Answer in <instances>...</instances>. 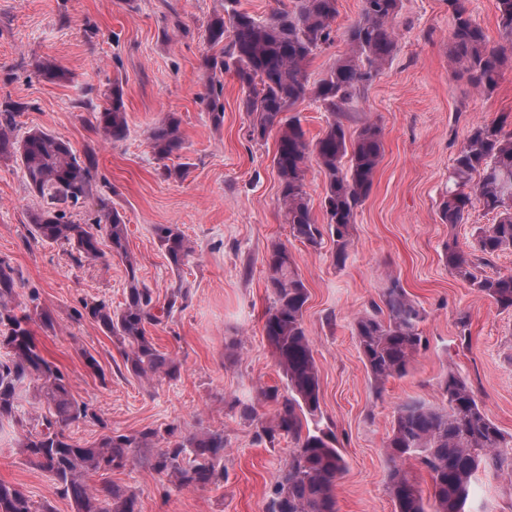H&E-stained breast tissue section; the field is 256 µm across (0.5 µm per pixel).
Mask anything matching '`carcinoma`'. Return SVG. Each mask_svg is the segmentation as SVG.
I'll list each match as a JSON object with an SVG mask.
<instances>
[{
  "mask_svg": "<svg viewBox=\"0 0 512 512\" xmlns=\"http://www.w3.org/2000/svg\"><path fill=\"white\" fill-rule=\"evenodd\" d=\"M238 0H224L207 24V39L219 48L205 55L202 76L213 118L221 120L219 95L224 74L234 75L244 97L242 107L252 116L249 136L263 140L276 135L273 166L276 169L284 222L294 239L316 249L324 234L336 242L334 259L348 256L351 230L359 207L368 198L383 144L381 129L363 125L356 137L348 136L342 122L361 89L379 76L397 49L395 19L402 0H362L359 18L342 33L347 51L322 78L310 79L307 64L322 46L337 36L334 24L338 0H291V7L260 20L237 8ZM498 27L512 43V0H496ZM452 16L451 58L457 72L472 88L489 96L502 71L512 67V55L488 46L483 29L475 23L464 0H448ZM35 75L48 83L69 80L56 60L36 64ZM97 113L95 132L104 141H121L128 133L124 90L115 79ZM311 99L329 114L322 136L307 140L300 119L291 115L296 106ZM18 108L0 109V158L13 161L40 205L28 213V231L42 242L68 247L73 260L103 257L93 227L104 229L112 253L126 261L128 285L125 301L113 309L103 300L85 301V314L104 333L121 344L124 365L140 378L180 376V364L161 351L147 327L162 323L176 304L188 295L173 290L157 306L150 289L137 277V262L128 249V229L118 209L103 208L96 225L71 220L72 211L84 206L96 192L93 150L73 145L42 129L14 135ZM149 142L160 160L179 155L183 148L180 120L172 113L150 131ZM315 162L324 178L322 208L326 222L314 217L306 192L309 163ZM481 206L496 215L492 224L476 227L471 251L456 237L443 243L448 269L482 297L503 310H512V273H482L491 258L512 249V133L497 124L472 128L461 143L448 171V190L441 204V220L454 226ZM154 234L170 266L181 269L193 256L192 242L172 224L154 225ZM264 264L273 301L265 314L264 333L286 383L284 395L271 389L265 399L276 404L268 437L284 434L293 440L288 465L279 474L267 512H338L337 481L345 469L336 435L323 426L319 369L304 323L309 294L288 246L273 242ZM20 279L9 259L0 257V430L8 425L19 437L27 463L49 474L60 494L71 500L74 512H138L136 495L109 480L89 486L88 479L122 469L139 453L146 454L159 474L173 476L182 488H199L224 479V433L184 432L171 425L165 436L148 429L136 435H105L90 446L77 444L66 433L87 416L89 407L75 399L65 375L48 361L36 345L31 324L53 326L51 315L30 302L19 300ZM422 316L399 278L391 276L381 293V304L356 317L354 330L371 383L376 392L392 378L409 373L427 340L419 330ZM48 413L31 422L18 417L20 401L30 390ZM445 404L421 399L401 403L391 434L384 445L388 463L387 489L396 512H470L473 482L492 470L512 478V455L504 452L508 441L488 416L465 379L450 372L442 387ZM163 442L164 447L156 444ZM425 470L431 493L410 476L407 465ZM0 512H37L30 499L13 485L0 482Z\"/></svg>",
  "mask_w": 512,
  "mask_h": 512,
  "instance_id": "1",
  "label": "carcinoma"
}]
</instances>
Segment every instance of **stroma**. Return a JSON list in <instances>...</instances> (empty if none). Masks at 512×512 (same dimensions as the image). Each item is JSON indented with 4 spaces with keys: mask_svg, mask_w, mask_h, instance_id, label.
Here are the masks:
<instances>
[{
    "mask_svg": "<svg viewBox=\"0 0 512 512\" xmlns=\"http://www.w3.org/2000/svg\"><path fill=\"white\" fill-rule=\"evenodd\" d=\"M223 0H0V105L21 104L18 132L50 131L76 149L96 152L97 192L75 212L90 224L102 204L123 212L128 249L138 277L158 302L174 288L188 292L148 332L181 364L177 379L146 381L128 373L118 345L82 303L102 299L121 307L124 261L75 265L66 248L33 240L27 214L36 208L18 166L0 161V256L23 277L22 294L36 293L53 318L33 325L43 356L68 378L74 397L91 415L70 425L74 441L131 435L178 424L187 431L224 433V479L203 488L179 487L145 458L112 472L133 490L139 512H265L293 446L288 436H259L273 406L264 389H284L264 333L272 303L263 257L272 241L286 243L309 289L304 323L320 371L323 423L345 459L337 483L339 512H395L387 490L383 444L402 402L442 403L448 372L463 377L489 417L512 435V310L500 309L453 275L442 245L457 236L470 250L477 225L491 214L473 208L466 223H442L439 203L448 171L472 127L493 120L512 131V68L495 92L479 95L450 61L447 0H403L392 62L362 91L344 123L356 133L366 123L382 130L383 155L371 193L358 209L348 259L334 260L324 236L310 248L290 234L279 204L272 163L274 137L249 136L252 118L242 91L224 76V117L214 122L199 71L211 53L206 25ZM50 57L70 74L68 83L39 80L36 62ZM121 80L127 112L125 139L105 143L92 129L112 80ZM181 121L184 138L172 164H188L185 178L166 177L151 150V128L166 114ZM174 224L195 247L189 264L172 270L153 233ZM399 276L422 316L428 340L409 374L373 388L354 335V319L379 301L388 275ZM100 364L92 371L85 362ZM255 405L258 419L243 412ZM0 481L18 487L35 507L73 512L52 478L29 465L18 445L0 441ZM477 512H512V479L486 473L474 495Z\"/></svg>",
    "mask_w": 512,
    "mask_h": 512,
    "instance_id": "35a3bbf8",
    "label": "stroma"
}]
</instances>
